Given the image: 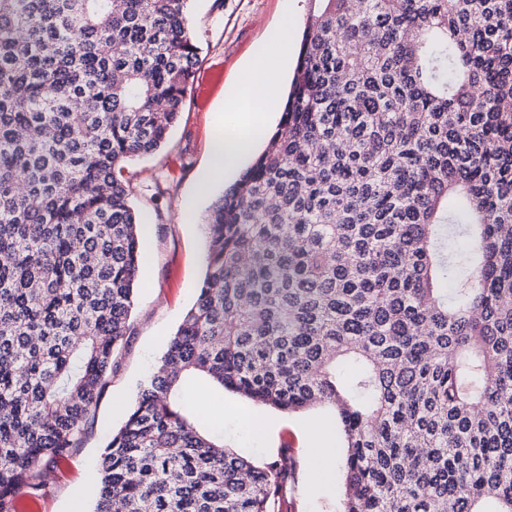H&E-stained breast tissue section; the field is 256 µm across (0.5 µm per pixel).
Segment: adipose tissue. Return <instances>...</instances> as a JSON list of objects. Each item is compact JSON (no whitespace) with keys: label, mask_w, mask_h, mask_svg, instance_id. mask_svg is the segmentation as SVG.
<instances>
[{"label":"adipose tissue","mask_w":512,"mask_h":512,"mask_svg":"<svg viewBox=\"0 0 512 512\" xmlns=\"http://www.w3.org/2000/svg\"><path fill=\"white\" fill-rule=\"evenodd\" d=\"M275 40L281 48L280 53L272 57L262 56L250 67L238 94L239 108L219 114L218 129L210 143L209 164L199 174V184H207L212 172H233L264 141L269 120L277 110L283 70L288 59L287 29H278Z\"/></svg>","instance_id":"obj_1"}]
</instances>
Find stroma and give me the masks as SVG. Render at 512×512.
<instances>
[{"instance_id": "obj_1", "label": "stroma", "mask_w": 512, "mask_h": 512, "mask_svg": "<svg viewBox=\"0 0 512 512\" xmlns=\"http://www.w3.org/2000/svg\"><path fill=\"white\" fill-rule=\"evenodd\" d=\"M286 8L295 33H302L308 0H191L189 4L190 31L200 47L195 76L200 79L212 72L218 83L205 103L188 94L162 149L127 161L116 171L131 186L134 205L153 227L144 244L148 282L137 291L130 335L97 405L95 421L80 447L47 480L38 501L41 512H73L77 505L91 512L100 455L196 299L207 264L204 220L214 197L228 187L227 182L217 181L208 197L196 199V176L209 161L217 113L227 104L225 88L242 77L269 43ZM210 392L208 405L199 410V422L206 429L219 427L226 447L262 462L277 460L284 452L294 457L296 483L286 491L288 512H338L342 459L325 458L322 441L309 435L313 424L330 419L328 410L288 414L229 390Z\"/></svg>"}]
</instances>
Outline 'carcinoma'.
<instances>
[{"mask_svg":"<svg viewBox=\"0 0 512 512\" xmlns=\"http://www.w3.org/2000/svg\"><path fill=\"white\" fill-rule=\"evenodd\" d=\"M280 125L212 204L207 270L98 464L93 512H280L183 399L318 405L340 512H512V0H309ZM188 0H0V512L93 423L127 342Z\"/></svg>","mask_w":512,"mask_h":512,"instance_id":"obj_1","label":"carcinoma"}]
</instances>
